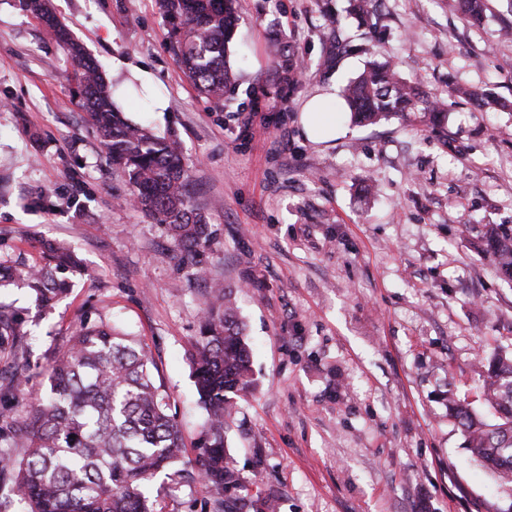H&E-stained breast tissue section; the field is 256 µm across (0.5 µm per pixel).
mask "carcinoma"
<instances>
[{
	"instance_id": "1",
	"label": "carcinoma",
	"mask_w": 512,
	"mask_h": 512,
	"mask_svg": "<svg viewBox=\"0 0 512 512\" xmlns=\"http://www.w3.org/2000/svg\"><path fill=\"white\" fill-rule=\"evenodd\" d=\"M167 23V39L197 91L219 107L236 85L227 61L236 26L235 0H156ZM343 12L369 26L371 41L380 38L382 0H346ZM19 7L53 30L67 53L74 95L98 133L108 160L124 170L137 208L165 226L180 264L198 275L205 271L213 234L195 207L178 140L157 136L130 123L114 109L113 86L99 65L59 20L49 0H18ZM472 26L486 16L487 0H457ZM326 62L350 50L340 30L327 37ZM373 56L342 92L354 123L363 126L400 116L436 125L444 112L440 96H428L404 79L388 60ZM498 274L512 281V226L495 224L481 237ZM49 262L38 269L16 267L8 278L22 281L47 305L68 291L58 273L79 267L73 251L47 246ZM233 289H211L190 353L192 377L206 411L197 472L216 490V512H277L278 497L251 490L225 448V437L240 402L257 383L251 367L245 326L232 303ZM19 320L0 313V345L13 343ZM156 366L134 336L106 325L86 327L71 337L53 362L46 398L25 418L0 411V423L21 457L1 456L0 468L14 475L23 512H162L143 493L158 472L179 460L181 435L170 414L168 395L154 374ZM483 400L496 407L491 423L470 405L448 397V413L460 424L464 448L512 486V358L503 353L488 363Z\"/></svg>"
}]
</instances>
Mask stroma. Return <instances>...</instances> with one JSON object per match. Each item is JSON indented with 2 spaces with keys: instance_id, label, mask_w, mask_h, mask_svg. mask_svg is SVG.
<instances>
[{
  "instance_id": "1",
  "label": "stroma",
  "mask_w": 512,
  "mask_h": 512,
  "mask_svg": "<svg viewBox=\"0 0 512 512\" xmlns=\"http://www.w3.org/2000/svg\"><path fill=\"white\" fill-rule=\"evenodd\" d=\"M326 2L238 0L237 84L217 109L172 52L156 0H52L104 73L124 57L160 80L169 110L140 122L180 140L216 232L199 279L126 204L128 178L77 106L54 35L0 0V265H44L52 242L81 261L46 307L0 285V307L20 317L17 351H0V406L25 417L69 336L117 326L147 345L183 433L184 476L159 473L147 495L163 512H215L194 476L205 413L189 362L215 279L234 289L258 384L226 444L280 512H512V488L470 461L447 407L452 395L492 419L477 403L482 349L512 352V282L478 246L485 225H512V38L500 36L512 15L488 0L473 27L454 0H383L380 58L429 93L452 79L502 104L448 99L436 128L343 114L345 135L316 143L304 103L366 61L325 65Z\"/></svg>"
}]
</instances>
